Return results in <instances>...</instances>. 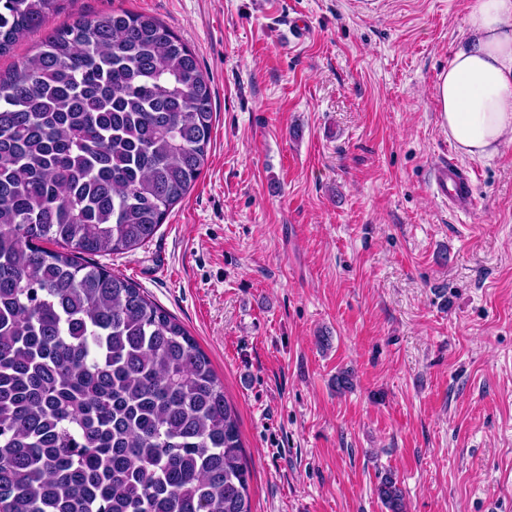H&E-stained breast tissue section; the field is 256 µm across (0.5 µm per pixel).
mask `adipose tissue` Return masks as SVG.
Here are the masks:
<instances>
[{
	"label": "adipose tissue",
	"instance_id": "adipose-tissue-1",
	"mask_svg": "<svg viewBox=\"0 0 512 512\" xmlns=\"http://www.w3.org/2000/svg\"><path fill=\"white\" fill-rule=\"evenodd\" d=\"M466 28L435 95L456 151L490 159L512 140V0H476Z\"/></svg>",
	"mask_w": 512,
	"mask_h": 512
}]
</instances>
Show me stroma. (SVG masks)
I'll use <instances>...</instances> for the list:
<instances>
[{"instance_id":"obj_1","label":"stroma","mask_w":512,"mask_h":512,"mask_svg":"<svg viewBox=\"0 0 512 512\" xmlns=\"http://www.w3.org/2000/svg\"><path fill=\"white\" fill-rule=\"evenodd\" d=\"M473 3L66 0L54 19L157 17L209 80L195 185L149 244L95 261L210 359L252 512H388V474L407 512H512V142L460 155L434 92ZM443 160L469 170L470 213L431 194ZM377 493L383 504L390 512H405L406 505L400 488L391 475H386L380 481Z\"/></svg>"}]
</instances>
